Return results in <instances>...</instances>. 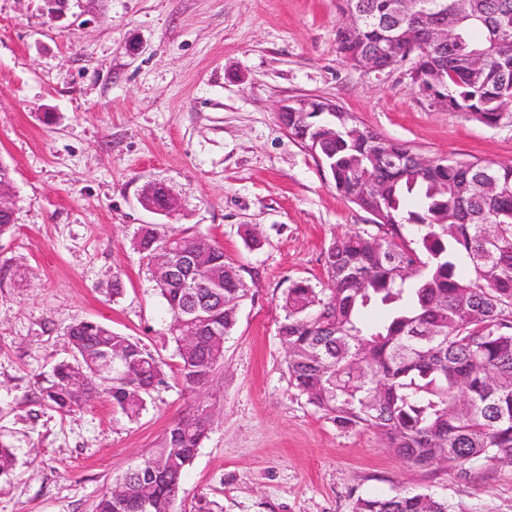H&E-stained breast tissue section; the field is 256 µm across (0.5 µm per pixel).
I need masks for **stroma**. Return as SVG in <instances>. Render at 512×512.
Returning <instances> with one entry per match:
<instances>
[{
	"label": "stroma",
	"mask_w": 512,
	"mask_h": 512,
	"mask_svg": "<svg viewBox=\"0 0 512 512\" xmlns=\"http://www.w3.org/2000/svg\"><path fill=\"white\" fill-rule=\"evenodd\" d=\"M337 26L336 0H64L54 14L44 0H0V163L15 195L0 236V441L16 455L0 512H95L174 420L203 408L211 426L173 512H353L398 492L512 512V463L415 466L289 383L284 294L321 285L331 242L372 223L280 124L281 103L336 104L429 157L512 164V118L489 127L432 106L405 67L354 66ZM155 181L176 211L142 206ZM144 224L217 241L249 286L205 386L175 370L167 305L133 248ZM77 321L165 362L139 417L102 393L68 413L41 402Z\"/></svg>",
	"instance_id": "1"
}]
</instances>
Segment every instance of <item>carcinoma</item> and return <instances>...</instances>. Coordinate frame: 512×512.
Returning <instances> with one entry per match:
<instances>
[{"mask_svg":"<svg viewBox=\"0 0 512 512\" xmlns=\"http://www.w3.org/2000/svg\"><path fill=\"white\" fill-rule=\"evenodd\" d=\"M396 0H337L355 9L357 37L337 28L348 61L366 51L414 66L416 86L437 73L470 116L495 126L512 105V28L492 44V25L512 0H464L455 36L441 47L401 38L409 26ZM483 58L480 75L472 69ZM305 134L336 192L369 213L376 231L358 230L325 252L326 280L294 283L284 295L279 337L291 386L342 428L374 430L386 447L419 466L472 460L512 463V165L441 160L416 169L413 150L361 126L338 108L315 113ZM497 190L486 192V180ZM172 238V249L159 250ZM134 249L149 268L175 273L155 281L171 314L177 373L187 387L209 381L224 360V339L247 295L240 270L217 242L185 232L143 228ZM207 252L210 266L184 288L183 260ZM72 356L53 369L42 396L69 412L104 391L128 417L164 377L163 362L130 337L92 321L66 331ZM121 373L102 371L107 357ZM203 409L169 425L143 458L105 492L95 512H172L184 472L206 437ZM16 466L0 444V475ZM355 512H449L429 493L368 496Z\"/></svg>","mask_w":512,"mask_h":512,"instance_id":"cac0c4a2","label":"carcinoma"}]
</instances>
